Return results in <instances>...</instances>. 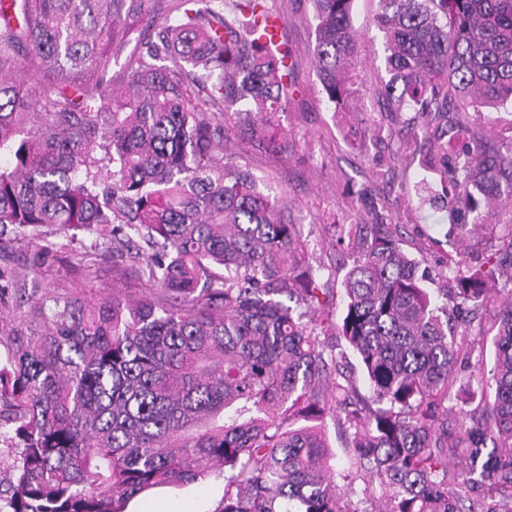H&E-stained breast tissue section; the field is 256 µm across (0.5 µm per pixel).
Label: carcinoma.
I'll return each instance as SVG.
<instances>
[{"label":"carcinoma","instance_id":"1","mask_svg":"<svg viewBox=\"0 0 512 512\" xmlns=\"http://www.w3.org/2000/svg\"><path fill=\"white\" fill-rule=\"evenodd\" d=\"M313 63L337 110L360 92L354 0H309ZM148 0L0 6V238L51 267L94 237L54 295L0 268L15 303L0 368V438L16 442L8 512H116L162 484L228 468L220 512H512V136L468 110L512 103V0H376L388 112L472 136L424 166L448 196V259L465 319L425 288L398 226L340 227L345 307L306 256L286 204L237 162L216 116L257 147L293 98L288 55L263 43L266 0L149 17ZM122 76L112 59L131 41ZM26 69L40 92L14 80ZM65 241L60 242L58 238ZM112 262V289L85 286ZM491 342L485 389L455 364ZM353 354L370 394L361 393ZM456 401L459 408L448 406ZM336 412L354 470L339 485L320 421ZM363 498L355 501V483Z\"/></svg>","mask_w":512,"mask_h":512}]
</instances>
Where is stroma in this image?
<instances>
[{"label":"stroma","instance_id":"stroma-1","mask_svg":"<svg viewBox=\"0 0 512 512\" xmlns=\"http://www.w3.org/2000/svg\"><path fill=\"white\" fill-rule=\"evenodd\" d=\"M282 21V40L297 63L294 99L280 115L287 149L282 157L265 154L247 140L235 113L221 116L224 135L237 146L261 189L283 199L300 226L307 257L340 287L344 271L336 265L338 224H398L401 244L430 276L429 287H445L454 249L448 214L429 198L440 192L438 175L423 160L436 153L437 139H425L422 120L412 112L389 113L371 92L384 76L382 35L373 21L374 0H355L352 24L361 44L358 81L364 90L347 111H335L311 63L315 21L309 0H268ZM381 138H374V130ZM388 171L381 179L379 171ZM224 474L181 486L158 485L128 501L125 512H219Z\"/></svg>","mask_w":512,"mask_h":512}]
</instances>
